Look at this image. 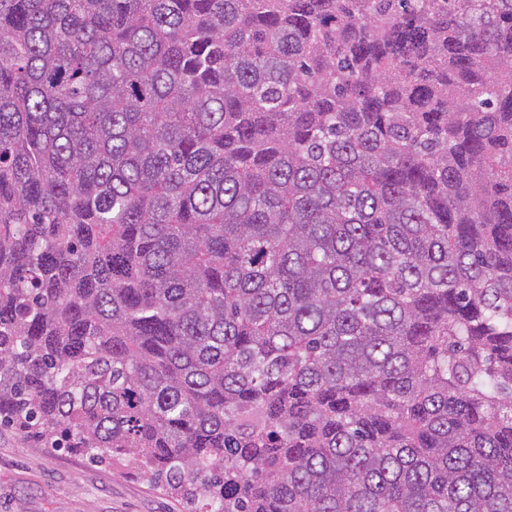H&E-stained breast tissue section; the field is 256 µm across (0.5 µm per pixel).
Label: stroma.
I'll return each instance as SVG.
<instances>
[{"mask_svg":"<svg viewBox=\"0 0 512 512\" xmlns=\"http://www.w3.org/2000/svg\"><path fill=\"white\" fill-rule=\"evenodd\" d=\"M0 512H183L136 471L0 428Z\"/></svg>","mask_w":512,"mask_h":512,"instance_id":"35a3bbf8","label":"stroma"}]
</instances>
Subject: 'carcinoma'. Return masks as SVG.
<instances>
[{
	"label": "carcinoma",
	"mask_w": 512,
	"mask_h": 512,
	"mask_svg": "<svg viewBox=\"0 0 512 512\" xmlns=\"http://www.w3.org/2000/svg\"><path fill=\"white\" fill-rule=\"evenodd\" d=\"M1 425L512 512V0H0Z\"/></svg>",
	"instance_id": "cac0c4a2"
}]
</instances>
